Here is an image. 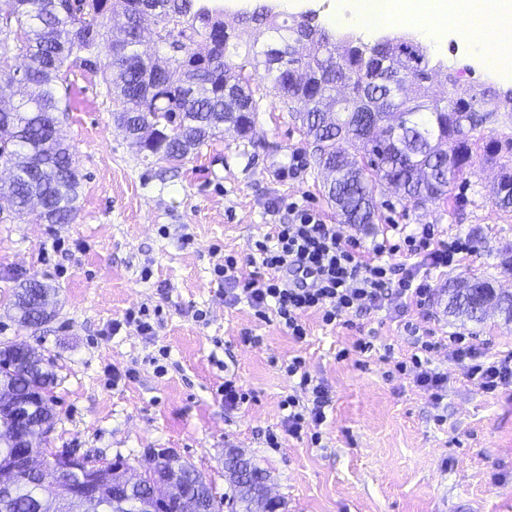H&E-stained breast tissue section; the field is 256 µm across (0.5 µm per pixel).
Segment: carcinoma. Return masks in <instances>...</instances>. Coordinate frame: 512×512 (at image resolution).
<instances>
[{
    "instance_id": "1",
    "label": "carcinoma",
    "mask_w": 512,
    "mask_h": 512,
    "mask_svg": "<svg viewBox=\"0 0 512 512\" xmlns=\"http://www.w3.org/2000/svg\"><path fill=\"white\" fill-rule=\"evenodd\" d=\"M145 15L167 37L160 42L167 49L160 69L142 48ZM306 30L326 56H297ZM197 42L215 48L201 55L190 48ZM74 66L99 75L123 103L117 123L142 150L168 163L218 139L226 124L247 136L257 112L252 77L264 70L272 76L270 94L300 104L296 118L314 144L316 165L331 175L324 189L345 224L374 223L375 190L382 185L400 184L403 198L417 207L446 199L475 148L501 169L497 205L512 207V108L501 110L494 89L462 86L452 69L445 73L448 98L431 97L435 68L418 45L397 38L336 40L313 19L288 21L268 5L232 32L215 0H0V80L18 86L16 102L0 107V166L9 172L20 217L70 224L79 211V172L57 121L64 111L57 82ZM247 66L252 73H245ZM490 126L504 132L487 141L475 136ZM338 141L354 154L338 151ZM478 283L482 287L465 293L448 285V313L481 321L491 301L511 323L512 292L489 279ZM54 295L37 279L21 284L13 302L18 322L32 327L51 319ZM56 380L50 362L0 348V387L29 396L30 414L49 427ZM17 429L16 418L0 409V479L16 452L9 440ZM153 471L157 481L173 480L190 495L196 512H254L259 501L268 512L282 506L266 496L265 470L234 452L224 459L229 497L217 495L207 477L176 454L155 459ZM12 512H63V506L33 479Z\"/></svg>"
}]
</instances>
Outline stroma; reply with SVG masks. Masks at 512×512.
<instances>
[{
	"instance_id": "1",
	"label": "stroma",
	"mask_w": 512,
	"mask_h": 512,
	"mask_svg": "<svg viewBox=\"0 0 512 512\" xmlns=\"http://www.w3.org/2000/svg\"><path fill=\"white\" fill-rule=\"evenodd\" d=\"M445 28L432 58L458 70L464 84L512 89V74L488 73L467 52L459 22ZM270 83L259 77L252 84L259 109L248 137L227 129L174 169L118 127L122 105L99 76L68 71L60 128L81 178L75 221L21 220L8 197L0 198V346L23 342L52 362L53 447L133 466L146 449L170 448L220 494L229 489L224 455L233 449L267 471L280 512H512V387L485 393L464 365L452 363L448 393L434 404L395 368L415 348L394 315L370 313L346 326L324 324L312 312L297 342L277 317L257 319L244 302L226 305L213 274L229 254L238 259L239 280L257 273L247 256L277 222L268 205L280 198L319 211L368 247L389 225L431 224L439 238H468L472 250L434 272L425 327L507 354L512 323L493 310L479 323L451 316L444 293L449 280L477 276L512 291V269L499 258L512 246V210L495 204L498 166L474 151L449 201L422 209L380 188L369 230L342 224L311 142L287 104L266 94ZM297 154L303 167L292 175ZM30 278L55 288V313L25 328L12 300ZM142 305L157 312L154 335H140L125 320ZM361 336L374 348L359 356L351 348ZM297 356L331 393L317 445L283 427L281 401L306 397L284 370ZM157 357L164 373L155 371ZM231 376L251 395L235 410L225 409L220 394ZM271 433L279 447H269Z\"/></svg>"
}]
</instances>
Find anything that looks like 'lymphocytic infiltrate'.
<instances>
[{"label":"lymphocytic infiltrate","instance_id":"1","mask_svg":"<svg viewBox=\"0 0 512 512\" xmlns=\"http://www.w3.org/2000/svg\"><path fill=\"white\" fill-rule=\"evenodd\" d=\"M287 222L273 225L271 233L256 240L252 250L262 274L248 281L236 277L238 261L226 256L216 265L228 304L246 301L257 317L275 312L280 324L295 340L305 339V314L320 313L325 324H346L363 312L387 307L407 312L409 302L425 306L433 297L429 284L432 272L452 266L458 254L468 252L467 243L436 238L435 228L420 225L406 234L402 245L382 238L365 250L354 236L343 235L338 225L327 223L317 211L288 204ZM404 252L399 263L383 261V254ZM415 343L420 351L413 357L414 381L440 400L447 389L448 375L433 365L438 354L463 364L468 376L488 392L512 385V353L493 357L470 337L454 333L449 338L423 331ZM288 376L298 378L309 394L307 402L288 397L283 423L288 436L302 438L306 429L320 425L329 405L328 388L302 368L300 358L285 366Z\"/></svg>","mask_w":512,"mask_h":512}]
</instances>
